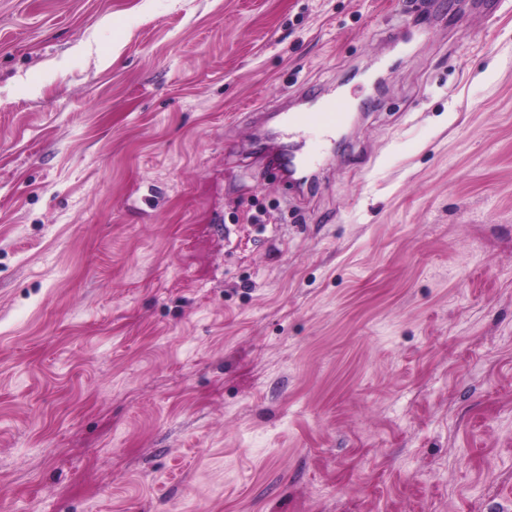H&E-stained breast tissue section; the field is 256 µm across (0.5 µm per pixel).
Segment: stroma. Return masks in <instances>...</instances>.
<instances>
[{
  "label": "stroma",
  "mask_w": 512,
  "mask_h": 512,
  "mask_svg": "<svg viewBox=\"0 0 512 512\" xmlns=\"http://www.w3.org/2000/svg\"><path fill=\"white\" fill-rule=\"evenodd\" d=\"M0 512H512V0H0ZM345 103L324 101L315 112H281V124L284 133L292 138L309 126H315L322 134L325 149L335 141L334 135L346 120ZM313 164L312 157L302 159L297 151L288 150V145H283L277 152L272 169L280 180H293L300 185L301 182H308V175L313 173Z\"/></svg>",
  "instance_id": "obj_1"
}]
</instances>
